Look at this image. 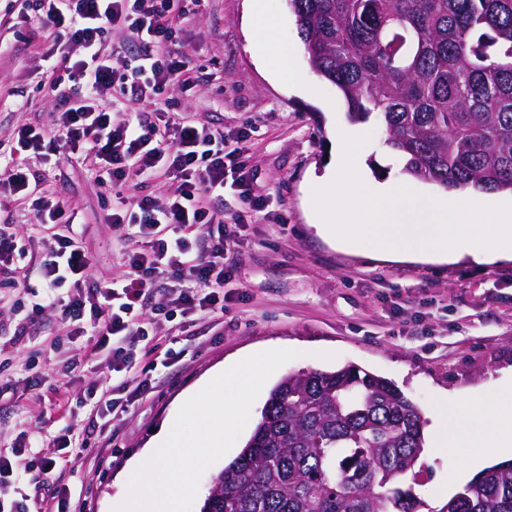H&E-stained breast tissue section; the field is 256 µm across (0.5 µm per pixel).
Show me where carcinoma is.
Listing matches in <instances>:
<instances>
[{"label":"carcinoma","mask_w":512,"mask_h":512,"mask_svg":"<svg viewBox=\"0 0 512 512\" xmlns=\"http://www.w3.org/2000/svg\"><path fill=\"white\" fill-rule=\"evenodd\" d=\"M317 74L351 122L374 115L402 173L512 193V0H288ZM418 407L354 365L283 375L200 512H421L404 488L424 452ZM447 512H512V462Z\"/></svg>","instance_id":"obj_1"}]
</instances>
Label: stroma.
I'll list each match as a JSON object with an SVG mask.
<instances>
[{
  "mask_svg": "<svg viewBox=\"0 0 512 512\" xmlns=\"http://www.w3.org/2000/svg\"><path fill=\"white\" fill-rule=\"evenodd\" d=\"M280 24L274 38L301 72L303 89L277 80L249 47V0H200L181 23L180 47L197 81L191 90L174 86L160 98L129 100L115 96L117 119H132L167 106L190 120L235 134L242 142L244 177L262 210L253 212L243 239L233 247L232 280L225 286L223 314L195 321L164 322L153 332L152 355L163 358L192 342L190 360L161 369L147 400L129 406L89 441L90 453L70 454L65 470L47 472L48 482L88 489L85 512H114L128 494L124 473L185 395L224 362L273 344L296 347L298 356L281 373L333 370L353 364L392 381L429 412L441 401L456 404L469 391L499 399L512 396L503 382L512 368V264L395 262L375 246L354 254L340 251L313 226L314 185L330 168L339 129L366 136L362 164L365 185L403 181L402 164L385 143L376 119L350 123L334 85L312 70L297 35L287 0H267ZM19 0H0V155L15 150V132L27 124L52 128L62 99L73 83L50 85L45 34L31 35ZM27 165L45 170L44 194L63 199L78 214L81 242L95 278L119 279L123 272L124 231L109 224L111 188L99 184L84 151L37 159ZM11 224L20 249L16 260L31 269L30 284L42 289L36 271L43 253V229L27 205L0 200V222ZM16 289L0 287V455L28 445L25 422L50 434L81 431L91 403L90 385L106 389V366L68 373L64 362L75 345H58L66 329L44 315L27 326L23 341L13 334L23 314ZM39 372L41 386L30 384ZM102 449L94 459L93 449ZM467 448L423 455L412 492L432 486V512L472 479L464 462ZM455 475L453 486L443 483Z\"/></svg>",
  "mask_w": 512,
  "mask_h": 512,
  "instance_id": "stroma-1",
  "label": "stroma"
}]
</instances>
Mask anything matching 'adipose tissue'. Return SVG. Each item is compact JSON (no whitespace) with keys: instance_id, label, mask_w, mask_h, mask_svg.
Listing matches in <instances>:
<instances>
[{"instance_id":"1","label":"adipose tissue","mask_w":512,"mask_h":512,"mask_svg":"<svg viewBox=\"0 0 512 512\" xmlns=\"http://www.w3.org/2000/svg\"><path fill=\"white\" fill-rule=\"evenodd\" d=\"M250 33L252 49L261 61L275 60V76L288 85H300L290 57L280 53L274 40L278 25L270 16L264 0H250ZM483 415V427L474 430L471 419L474 412ZM426 443L434 452L441 453L450 448L464 445L480 449L478 457L467 460L470 470L482 469L493 457H505L512 453V398H487L481 402L466 399L455 408L438 406L429 416Z\"/></svg>"}]
</instances>
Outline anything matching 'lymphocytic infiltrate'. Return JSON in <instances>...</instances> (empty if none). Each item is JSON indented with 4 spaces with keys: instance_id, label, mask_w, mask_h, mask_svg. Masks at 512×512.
<instances>
[{
    "instance_id": "lymphocytic-infiltrate-1",
    "label": "lymphocytic infiltrate",
    "mask_w": 512,
    "mask_h": 512,
    "mask_svg": "<svg viewBox=\"0 0 512 512\" xmlns=\"http://www.w3.org/2000/svg\"><path fill=\"white\" fill-rule=\"evenodd\" d=\"M25 9L51 31L55 44L64 45L50 69L56 83L73 82L78 97L57 113L53 131L20 127L18 151L44 156L63 148L87 149L98 179L116 190L130 177L148 180L161 169L177 183L162 200L114 195L109 221L126 229L125 270L122 280L99 282L73 227L74 208L57 197L31 198L32 187L44 178L41 171L0 168V197L30 198L37 223L61 227L46 241L39 263L45 288L31 300L30 318L53 311L68 324L70 336L89 339L72 358L71 370L94 359L107 362L115 378L113 396L88 392L94 411L83 434L89 437L100 430L102 418L125 413L154 389L148 369H136L134 358L137 342L149 336L142 310L155 293L163 295L156 313L166 318L178 313L200 319L223 309L224 287L232 278L225 255L245 225L243 215L228 216L217 208L225 188L251 199L253 208H263L264 202L252 199L242 177L241 150L223 130L164 109L151 118L117 123L106 105L115 88L138 99L175 85L191 87L190 62L177 49V21L188 12L185 0H153L148 7L143 0H25ZM117 26L140 47L135 63L102 51ZM30 484L31 501L0 502V512H30L33 502L44 512H77L69 488H47L37 477Z\"/></svg>"
}]
</instances>
